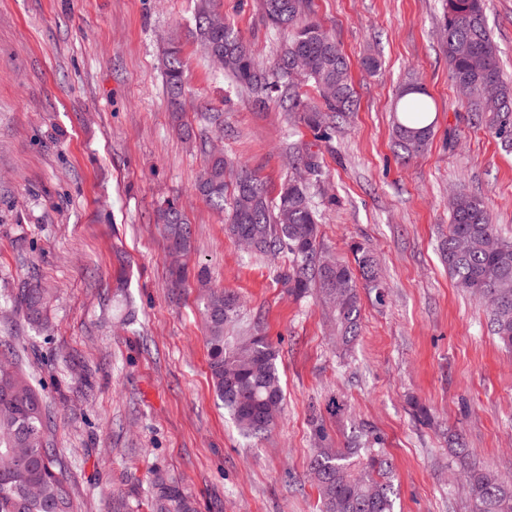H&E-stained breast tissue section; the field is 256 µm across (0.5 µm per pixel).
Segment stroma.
Masks as SVG:
<instances>
[{"label":"stroma","instance_id":"obj_1","mask_svg":"<svg viewBox=\"0 0 512 512\" xmlns=\"http://www.w3.org/2000/svg\"><path fill=\"white\" fill-rule=\"evenodd\" d=\"M227 22L272 63L282 36L260 0H217ZM194 0H0V301L22 283L49 288L47 329L14 308L0 341L48 405L50 438L78 512H150L153 468L179 481L196 512H320L308 473L315 424L344 444L353 430L390 458L395 512H469L452 443L512 477V352L493 336L486 305L456 287L439 244L448 198L486 200L512 230V152L475 125L450 77L442 0H310L341 46L357 105L330 142L275 105L255 106L204 59L191 35ZM512 80V0H487ZM175 39L186 64L183 119L278 192L289 157L318 151L327 179L313 201L328 254L357 242L377 257L383 299L361 293L348 352L317 298L277 281L287 254L250 256L224 216L196 195L200 142L184 140L158 57ZM379 73L363 66L366 56ZM419 78L436 106L425 151L402 159L392 131L398 86ZM335 206H325L326 196ZM176 197L193 227L189 277L173 286L154 222ZM131 261L135 319L112 317L116 253ZM238 294L239 326H258L278 353L285 394L275 427L242 438L216 397L196 275ZM89 385H80L81 376ZM340 411H333L332 403Z\"/></svg>","mask_w":512,"mask_h":512}]
</instances>
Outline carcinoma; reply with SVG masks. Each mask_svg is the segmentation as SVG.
<instances>
[{
  "label": "carcinoma",
  "mask_w": 512,
  "mask_h": 512,
  "mask_svg": "<svg viewBox=\"0 0 512 512\" xmlns=\"http://www.w3.org/2000/svg\"><path fill=\"white\" fill-rule=\"evenodd\" d=\"M308 0H261L268 22L284 36L270 66L264 65L240 31L224 22L216 0H196L194 38L201 51L258 104L273 101L300 120L314 137L332 139L336 117L355 105L346 56L333 37L312 17ZM443 50L452 80L467 111L507 147L512 146V85L501 75L499 51L491 39L485 0H444ZM161 65L173 108L181 105L184 61L169 47ZM313 81L324 108L305 103L296 92L297 79ZM394 129L405 157L421 153L432 135L433 107L418 81L404 84L397 95ZM295 164L307 178H286L275 196L256 172L241 167L227 183L224 154L209 152L195 191L212 208L226 212V230L245 251L272 258L287 251L289 263L278 271L288 293L302 296L314 289L334 315L336 347L349 348L359 335L360 289L383 299L377 263L358 244L351 245L354 264L326 255L318 240V214L311 185L322 181L324 168L313 153L298 155ZM451 224L440 253L458 288L487 303L493 334L512 349V237L492 222L486 201L455 194ZM168 253L188 254L192 229L183 207L167 201L155 215ZM202 314L209 369L217 396L245 438L268 433L281 413L284 392L276 350L258 331L226 336L241 307L237 295L210 288L203 275ZM51 292L39 285L18 289L11 304L31 326L45 323ZM49 416L43 398L13 359V349L0 351V512H77L75 494L55 465V450L46 438ZM321 440L309 462L322 512H395L391 462L381 448L362 435L341 448L327 443L318 418ZM464 480L470 490V512H512V481L467 460L462 440L456 441ZM153 512H193L184 489L163 470L149 479Z\"/></svg>",
  "instance_id": "carcinoma-1"
}]
</instances>
